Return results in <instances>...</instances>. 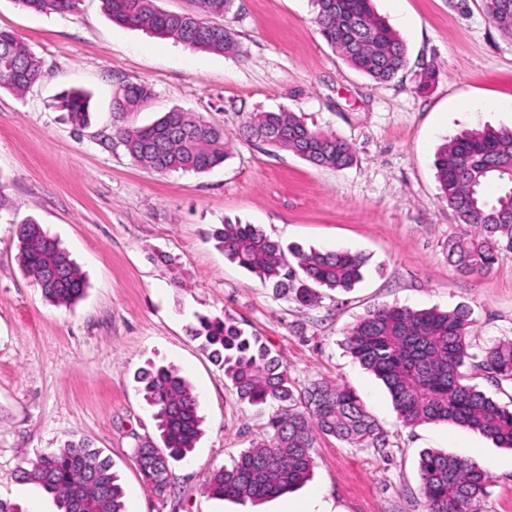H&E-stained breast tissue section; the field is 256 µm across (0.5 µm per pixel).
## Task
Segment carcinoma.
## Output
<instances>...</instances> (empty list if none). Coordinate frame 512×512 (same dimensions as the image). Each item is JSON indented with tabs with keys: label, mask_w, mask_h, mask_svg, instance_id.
<instances>
[{
	"label": "carcinoma",
	"mask_w": 512,
	"mask_h": 512,
	"mask_svg": "<svg viewBox=\"0 0 512 512\" xmlns=\"http://www.w3.org/2000/svg\"><path fill=\"white\" fill-rule=\"evenodd\" d=\"M35 12H70L79 0H17ZM234 0H189L181 12H166L156 0H103L112 20L145 28L212 52L236 47L231 33L206 21L228 11ZM321 35L356 71L387 83L406 66L402 39L377 16L371 0H314ZM493 24L512 34V0H484ZM42 60L13 32L0 30V90L22 93L41 77ZM151 97L144 83H129L114 100L125 112ZM72 127L89 124L86 95L72 92L61 100ZM247 138L288 151L319 166L343 169L353 162L351 145L336 135L309 128L288 111L256 112L245 125ZM115 138L137 163L157 173L174 170L203 173L224 163V130L174 108L146 127L114 129ZM436 177L443 198L458 220L476 230L470 238L448 239V260L469 275L491 269L512 253V129L466 131L442 145ZM497 182L502 192L490 201L482 189ZM224 256L256 275L277 294L293 295L303 306L315 304L317 289L348 292L363 278L366 259L348 251L289 247L254 224L224 220L213 234ZM23 271L50 302L70 306L82 297L86 281L57 240L35 220L18 229ZM296 260L291 266L285 258ZM469 313L415 310L379 305L349 328L344 345L365 369L388 388L400 421L406 426L453 423L512 448V408L468 383L467 368L496 382L512 381V340L496 341L476 356L466 329ZM203 350L224 370L238 398L252 406L278 404L263 436L243 450L231 466L213 473L210 494L260 503L278 498L304 483L314 467L315 435L332 436L355 448H377L385 437L353 389L315 380L294 393L280 355L255 333L209 318L191 329ZM137 382L159 432L135 448L139 471L156 495L171 484V462L192 453L201 432L199 400L189 382L169 366L148 364ZM419 472L425 512H470L486 495L488 477L474 462L427 450ZM26 479L54 496L58 512H125L124 491L112 461L85 440L43 454Z\"/></svg>",
	"instance_id": "cac0c4a2"
}]
</instances>
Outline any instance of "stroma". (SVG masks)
Segmentation results:
<instances>
[{
  "mask_svg": "<svg viewBox=\"0 0 512 512\" xmlns=\"http://www.w3.org/2000/svg\"><path fill=\"white\" fill-rule=\"evenodd\" d=\"M403 39L407 66L378 84L322 37L311 0H234L215 24L238 48L213 53L112 21L102 0L37 13L0 0V29L43 61L23 95L0 91V499L24 512H57L51 495L22 479L38 457L83 439L112 460L126 512H424L419 456L439 450L488 474L474 512H512V449L452 424L400 423L384 384L344 347L345 332L382 304L469 310L473 353L512 338V254L469 276L448 260V240L471 233L443 200L440 146L465 130L512 127V35L483 0H373ZM435 81L420 89L419 78ZM143 81L153 97L122 115L112 99ZM91 95L75 131L58 101ZM179 108L224 130L227 157L203 173L156 174L113 140L114 126L143 127ZM285 109L308 127L349 141L351 166L317 167L247 141L255 112ZM42 224L88 287L65 307L25 277L16 229ZM258 225L285 246L347 250L367 258L347 293L316 305L276 296L230 262L213 238L224 220ZM230 318L278 352L296 388L315 380L356 391L385 433L378 451L317 436L311 479L258 505L209 494L206 482L248 448L267 412L241 402L194 340L197 317ZM176 368L199 397L202 434L173 463L157 496L134 459L157 437L135 381L147 363Z\"/></svg>",
  "mask_w": 512,
  "mask_h": 512,
  "instance_id": "1",
  "label": "stroma"
}]
</instances>
